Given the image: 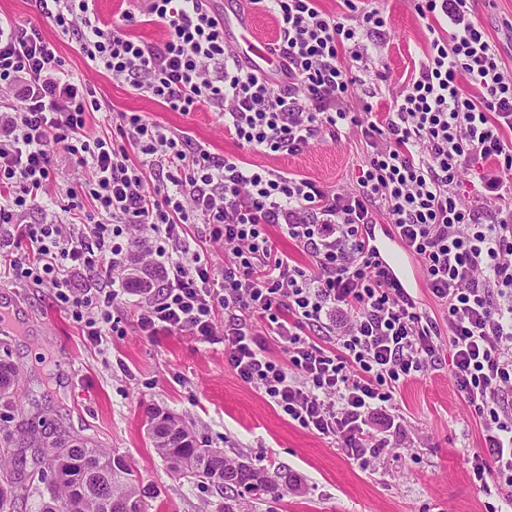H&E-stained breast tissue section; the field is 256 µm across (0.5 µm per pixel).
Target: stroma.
<instances>
[{
    "label": "stroma",
    "mask_w": 512,
    "mask_h": 512,
    "mask_svg": "<svg viewBox=\"0 0 512 512\" xmlns=\"http://www.w3.org/2000/svg\"><path fill=\"white\" fill-rule=\"evenodd\" d=\"M355 3L362 11H384L387 24L367 41L385 77L356 84L352 101H369L374 111L389 112L422 57L427 22L411 0ZM473 11L512 67V0H474ZM40 28L68 69L89 75L107 105L89 118L91 135L111 132L112 113L135 112L167 130L186 132L192 143L220 156L238 154L331 189L356 182L365 153L356 132L314 143L296 156L243 151L225 134L217 114L169 111L129 84L89 71L76 33H61L45 22ZM56 158L45 204L30 210L27 223H43L55 212L61 189L90 176L64 149H57ZM137 300L132 289L120 295L115 330L96 343L55 302L51 285L0 279V310L11 316L9 324L0 325V359L16 364L22 374L19 407L10 413L0 409V436L33 420L111 449L137 475L145 512H224L222 495L168 470L147 436V411L155 407L185 420L199 441L223 450L227 458L298 477L297 488L238 499L237 512H512V499H506L496 477H488L483 488L473 481L471 458L485 448V424L452 386L447 362L400 388L397 403L406 435L364 469L336 444L288 422L243 383L227 366L223 344L143 335L133 312Z\"/></svg>",
    "instance_id": "obj_1"
}]
</instances>
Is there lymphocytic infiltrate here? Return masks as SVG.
I'll list each match as a JSON object with an SVG mask.
<instances>
[{
  "label": "lymphocytic infiltrate",
  "mask_w": 512,
  "mask_h": 512,
  "mask_svg": "<svg viewBox=\"0 0 512 512\" xmlns=\"http://www.w3.org/2000/svg\"><path fill=\"white\" fill-rule=\"evenodd\" d=\"M250 2L276 19L286 86L232 55L207 0H143L112 26L90 0L35 6L61 32L78 29L89 69L170 111L217 113L243 148L296 155L357 129L366 155L356 186L329 189L219 156L134 112L118 113L111 136H90L86 115L103 108L94 84L65 68L39 26L1 17L0 92L20 88L22 103L0 113V265L51 284L100 341L126 287L127 230L153 235L146 255L165 282L141 293V332L223 338L242 382L363 468L404 437L396 394L436 366L447 337L450 378L486 427L488 453L475 455L473 480L494 473L511 489L512 69L471 0H414L430 38L393 112L379 119L368 103L352 111L348 93L371 70L363 37L386 25L381 11L358 12L354 0H343L339 17L317 0ZM140 23L163 28L160 47L127 34ZM59 143L91 177L84 190H66L62 218L26 223L55 175ZM157 167L168 177L147 188ZM472 170L482 185L474 197L459 184ZM381 214L419 261L442 320L423 311L381 258ZM192 224L223 245V269L191 249ZM275 231L309 263L279 251ZM257 318L287 360L250 331ZM378 411L387 414L381 435L371 426Z\"/></svg>",
  "instance_id": "f902f5d3"
}]
</instances>
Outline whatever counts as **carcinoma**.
Wrapping results in <instances>:
<instances>
[{
    "instance_id": "1",
    "label": "carcinoma",
    "mask_w": 512,
    "mask_h": 512,
    "mask_svg": "<svg viewBox=\"0 0 512 512\" xmlns=\"http://www.w3.org/2000/svg\"><path fill=\"white\" fill-rule=\"evenodd\" d=\"M155 274L137 255L127 268L130 288H150ZM18 368L0 360V406L17 407ZM161 410L148 412V434L169 469L191 476L224 494V512H234L233 502L246 493L259 495L298 485L288 471L269 473L233 461L224 452L206 448L194 434L171 414L159 421ZM15 446L0 448V512H18L26 478L50 475L40 491L41 512H143L137 479L129 466L118 467L115 456L87 439L66 433L51 444L42 442L35 428L21 432Z\"/></svg>"
}]
</instances>
